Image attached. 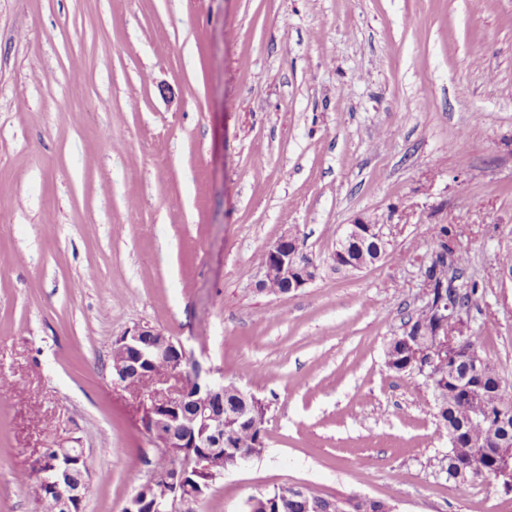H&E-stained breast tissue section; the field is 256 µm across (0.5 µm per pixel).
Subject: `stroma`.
<instances>
[{"label": "stroma", "instance_id": "35a3bbf8", "mask_svg": "<svg viewBox=\"0 0 512 512\" xmlns=\"http://www.w3.org/2000/svg\"><path fill=\"white\" fill-rule=\"evenodd\" d=\"M385 256L337 274L345 225ZM448 226L478 353L512 390V0H0V512L38 449L87 451L84 512L159 454L115 340L151 325L265 401V448L188 512L284 484L397 512H512L447 479L423 377L385 348ZM320 267L258 291L285 229ZM386 365L390 370L397 374L420 375L415 367L410 363L405 348L400 343L394 341V337L389 341L385 351Z\"/></svg>", "mask_w": 512, "mask_h": 512}]
</instances>
